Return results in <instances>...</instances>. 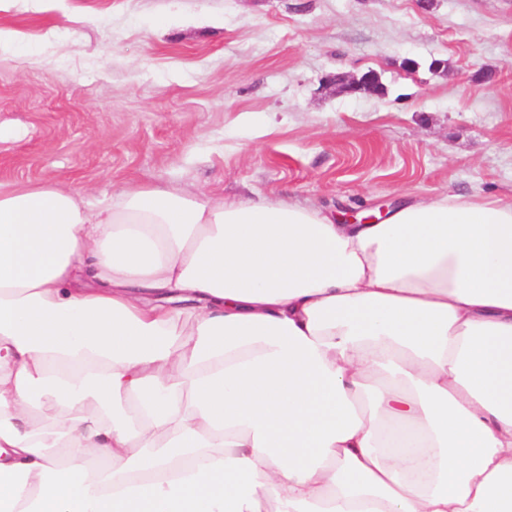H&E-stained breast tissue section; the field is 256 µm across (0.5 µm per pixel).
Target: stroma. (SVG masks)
Listing matches in <instances>:
<instances>
[{
	"mask_svg": "<svg viewBox=\"0 0 512 512\" xmlns=\"http://www.w3.org/2000/svg\"><path fill=\"white\" fill-rule=\"evenodd\" d=\"M0 29L1 182L512 201V0H14ZM370 70L382 94L325 84Z\"/></svg>",
	"mask_w": 512,
	"mask_h": 512,
	"instance_id": "obj_1",
	"label": "stroma"
}]
</instances>
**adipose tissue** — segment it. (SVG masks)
<instances>
[{"label":"adipose tissue","mask_w":512,"mask_h":512,"mask_svg":"<svg viewBox=\"0 0 512 512\" xmlns=\"http://www.w3.org/2000/svg\"><path fill=\"white\" fill-rule=\"evenodd\" d=\"M0 512H512V202L0 182Z\"/></svg>","instance_id":"obj_1"}]
</instances>
